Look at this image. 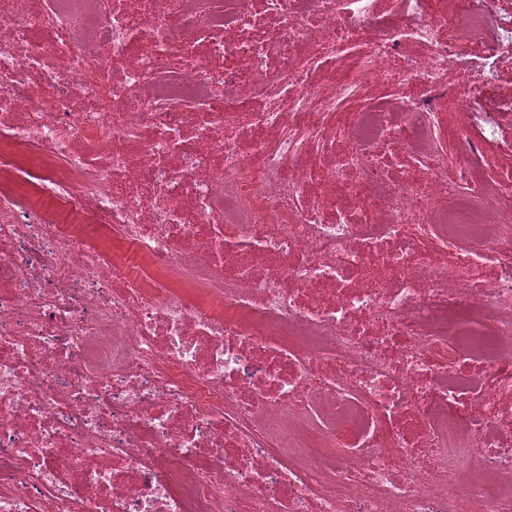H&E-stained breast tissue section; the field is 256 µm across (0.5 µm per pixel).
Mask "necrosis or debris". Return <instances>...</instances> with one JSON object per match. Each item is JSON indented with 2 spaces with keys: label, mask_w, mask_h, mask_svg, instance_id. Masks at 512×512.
<instances>
[{
  "label": "necrosis or debris",
  "mask_w": 512,
  "mask_h": 512,
  "mask_svg": "<svg viewBox=\"0 0 512 512\" xmlns=\"http://www.w3.org/2000/svg\"><path fill=\"white\" fill-rule=\"evenodd\" d=\"M512 0H0V512H512Z\"/></svg>",
  "instance_id": "1"
}]
</instances>
